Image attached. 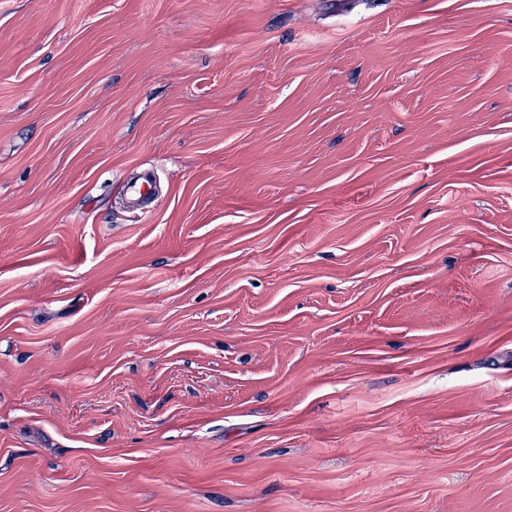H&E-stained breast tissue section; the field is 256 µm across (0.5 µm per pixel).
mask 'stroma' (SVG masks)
<instances>
[{
    "instance_id": "35a3bbf8",
    "label": "stroma",
    "mask_w": 512,
    "mask_h": 512,
    "mask_svg": "<svg viewBox=\"0 0 512 512\" xmlns=\"http://www.w3.org/2000/svg\"><path fill=\"white\" fill-rule=\"evenodd\" d=\"M0 512H512V0H0Z\"/></svg>"
}]
</instances>
